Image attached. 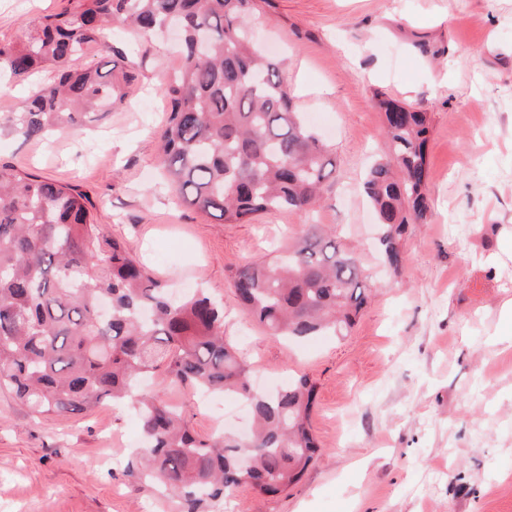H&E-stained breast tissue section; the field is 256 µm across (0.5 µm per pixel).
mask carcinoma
I'll return each instance as SVG.
<instances>
[{"label":"carcinoma","instance_id":"cac0c4a2","mask_svg":"<svg viewBox=\"0 0 512 512\" xmlns=\"http://www.w3.org/2000/svg\"><path fill=\"white\" fill-rule=\"evenodd\" d=\"M256 0H78L38 20L19 45L0 44V71L22 81L45 66L54 83L33 91L3 122L13 136L43 140L106 117L132 75L110 60L75 69L114 24L150 38L182 22L181 62L163 89L170 111L158 161L179 201L245 224L265 211H309L336 165L297 118L280 65L259 55ZM415 54L449 46L409 37ZM388 158L375 163L365 194L381 228L386 265H403L400 240L431 214L428 113L382 98ZM360 257L335 231L310 224L269 259L229 270L239 304L272 336L345 334L367 302ZM157 375L169 387L243 398L253 417L245 434L197 435L188 406L142 393ZM224 342V306L202 288L175 301L126 246L96 224L77 187L0 162V388L39 415H74L103 400L131 407L142 435L125 470L158 481L180 512H210L240 487L274 497L296 483L319 452L309 417L316 385L301 376L271 394Z\"/></svg>","mask_w":512,"mask_h":512}]
</instances>
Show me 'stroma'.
<instances>
[{
    "label": "stroma",
    "mask_w": 512,
    "mask_h": 512,
    "mask_svg": "<svg viewBox=\"0 0 512 512\" xmlns=\"http://www.w3.org/2000/svg\"><path fill=\"white\" fill-rule=\"evenodd\" d=\"M76 0H0V43ZM449 44L416 58L394 21ZM257 43L282 62L294 109L336 171L313 212L227 224L176 204L158 165L162 90L180 64L172 41L114 27L80 67L126 53L124 102L83 130L40 141L0 135V161L87 193L98 224L153 275L224 304V336L256 389L299 375L316 384L310 426L321 451L298 483L261 498L241 488L214 512H512V0H265ZM426 110L432 217L410 225L399 271L383 268L363 182L383 154L376 94ZM306 224L334 228L363 254L369 300L347 334L285 341L238 305L225 272ZM190 406L200 436L225 418L248 428L241 399ZM142 443L133 411L103 402L67 419L33 414L0 390V512H177L169 495L124 474Z\"/></svg>",
    "instance_id": "stroma-1"
}]
</instances>
